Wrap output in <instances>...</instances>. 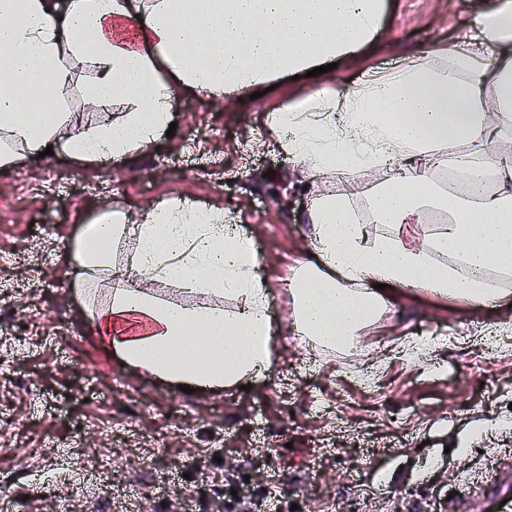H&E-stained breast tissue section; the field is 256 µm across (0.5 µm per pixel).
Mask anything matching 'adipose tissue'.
I'll return each instance as SVG.
<instances>
[{"label": "adipose tissue", "mask_w": 512, "mask_h": 512, "mask_svg": "<svg viewBox=\"0 0 512 512\" xmlns=\"http://www.w3.org/2000/svg\"><path fill=\"white\" fill-rule=\"evenodd\" d=\"M384 10L385 0H68L63 10L56 0H0V168L36 162L48 147L75 162L143 150L174 122L176 97L218 102L336 61L375 39ZM476 24L483 51L458 48L447 68L420 51L393 80L346 94L323 87L269 118L284 152L314 173H388L371 206L375 223L393 225L394 235L358 224L341 195L323 196L310 215L316 260L302 267L291 294L296 330L318 346H350L401 287L480 303L493 295L485 269H512V169L488 155L458 159L471 173L465 195L433 197L450 220L428 247L406 240L424 201L408 188L429 184L439 147L483 148L512 125V0L478 9ZM127 28L145 44L129 42ZM80 66L91 73L84 107L121 105L116 121L91 126L82 111H68ZM225 230L223 211L177 196L138 220L108 208L81 228L75 291L128 364L204 388L234 386L270 367L268 277L252 240L225 245ZM126 236L135 247L114 265ZM432 250L456 255L460 268L433 266ZM106 278L114 288L101 307L97 288ZM156 281L210 302L161 303L149 288ZM224 296L236 307L218 305ZM133 323L141 334H127Z\"/></svg>", "instance_id": "ef3b65f1"}]
</instances>
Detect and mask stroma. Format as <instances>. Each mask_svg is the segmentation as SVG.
I'll return each instance as SVG.
<instances>
[{"instance_id":"35a3bbf8","label":"stroma","mask_w":512,"mask_h":512,"mask_svg":"<svg viewBox=\"0 0 512 512\" xmlns=\"http://www.w3.org/2000/svg\"><path fill=\"white\" fill-rule=\"evenodd\" d=\"M480 0H386L375 40L319 81L279 80L260 98H180L172 137L102 164L64 155L0 169V490L14 512H485L488 458L512 489V272L490 271L481 304L410 285L358 337L331 350L296 332L288 285L313 252L310 212L345 196L373 220L383 173L314 174L287 156L270 114L318 86L350 91L386 80L424 47L433 63L475 32ZM79 171L82 187H60ZM180 196L224 210L269 273L273 361L250 389L177 385L123 362L102 341L72 285V246L106 207L139 216ZM152 395L150 411L138 399ZM158 438L170 459L153 463ZM120 446L103 480L79 447ZM53 469L44 482L41 473Z\"/></svg>"}]
</instances>
